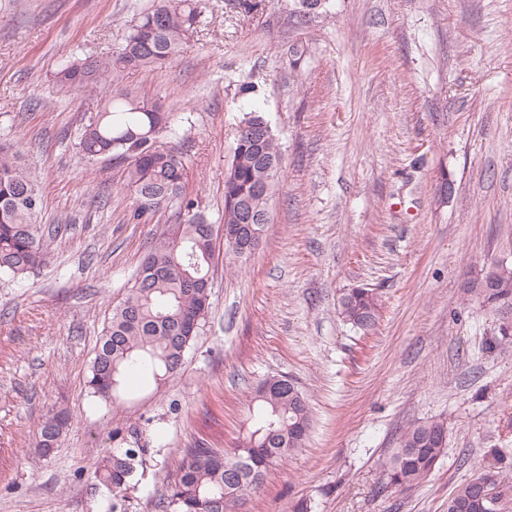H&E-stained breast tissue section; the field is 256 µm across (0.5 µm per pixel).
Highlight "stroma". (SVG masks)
Instances as JSON below:
<instances>
[{
	"label": "stroma",
	"instance_id": "obj_1",
	"mask_svg": "<svg viewBox=\"0 0 512 512\" xmlns=\"http://www.w3.org/2000/svg\"><path fill=\"white\" fill-rule=\"evenodd\" d=\"M237 2L209 0L173 64L123 74L172 112L183 193L212 224L244 113H265L282 153L262 244L232 263L216 251L182 370L153 395L125 381L157 450L131 510L159 512L187 449L237 447L252 391L282 374L307 397L310 437L241 512H447L489 449L512 451V346L486 352L497 320L469 289L512 262V0H328L303 25L298 0ZM150 4L0 0V140L40 178V223L60 229L50 265L0 274V512H111L88 472L112 446L113 407L86 379L113 307L177 220L166 207L128 223L122 164L76 155L100 98L60 92L55 75L116 48ZM355 287L381 300L366 334L339 313ZM60 410L72 421L42 455L39 426ZM434 419L448 448L432 475L382 491L402 429Z\"/></svg>",
	"mask_w": 512,
	"mask_h": 512
}]
</instances>
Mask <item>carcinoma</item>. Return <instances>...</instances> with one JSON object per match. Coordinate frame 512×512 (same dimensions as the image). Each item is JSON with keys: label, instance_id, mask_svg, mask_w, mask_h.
Listing matches in <instances>:
<instances>
[{"label": "carcinoma", "instance_id": "1", "mask_svg": "<svg viewBox=\"0 0 512 512\" xmlns=\"http://www.w3.org/2000/svg\"><path fill=\"white\" fill-rule=\"evenodd\" d=\"M206 0H153L143 10L116 50L63 63L57 83L64 93L108 87L102 93L101 111L86 125L78 142L79 159L90 162L110 157L124 166V181L134 193L129 219L139 222L169 204L177 205L178 232L163 239L141 264L124 299L112 317L90 366L86 381L91 394L119 404L124 401V379L144 372L163 384L183 367L194 338L206 324L215 234L197 202L182 195L185 159L165 138L171 113L119 86L128 69L155 70L176 60L183 45L198 33ZM235 136L231 162L224 169V223L243 221L244 210L268 213L269 195L255 186L267 174L255 159L252 138L263 139L266 156L281 162L280 143L265 114H244ZM43 206L37 176L22 163L20 149L0 144V271L23 279L45 265L58 229L41 230L37 224ZM473 291L499 316L498 333L486 350H503L512 344V265L491 264ZM341 315L352 326L369 332L379 319V299L368 288H352L340 299ZM250 403L256 419L237 448L219 451L191 448L177 465L162 512H239L277 462L303 447L311 429L308 401L298 384L283 375H269L255 388ZM69 414L46 417L38 432L43 455L57 447ZM125 417H112V451L98 458L90 477L112 494V512L124 509L154 460L155 449L147 426ZM447 432L441 421L410 423L399 446L384 463L386 487L405 493L425 481L448 447L440 438ZM499 467L475 469L448 496V512L471 500L474 483L491 473L497 492L493 512H512V477L501 464L508 459L501 448L490 450Z\"/></svg>", "mask_w": 512, "mask_h": 512}]
</instances>
